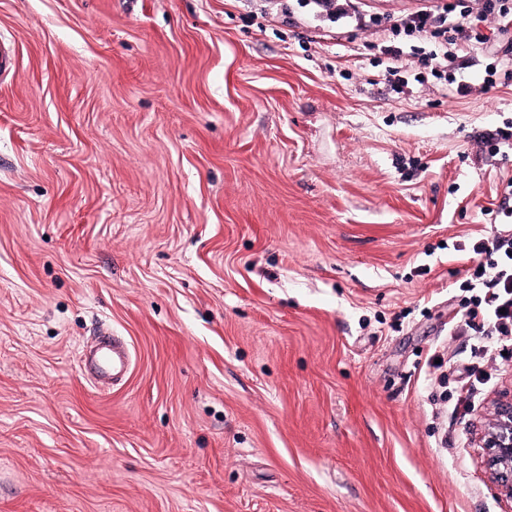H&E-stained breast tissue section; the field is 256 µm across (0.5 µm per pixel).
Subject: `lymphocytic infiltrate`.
I'll list each match as a JSON object with an SVG mask.
<instances>
[{"instance_id": "obj_1", "label": "lymphocytic infiltrate", "mask_w": 512, "mask_h": 512, "mask_svg": "<svg viewBox=\"0 0 512 512\" xmlns=\"http://www.w3.org/2000/svg\"><path fill=\"white\" fill-rule=\"evenodd\" d=\"M297 5L314 28L324 32L372 29L379 33L386 80L399 94L411 92L405 77L404 40L408 37L428 43L429 50L420 61L440 80L458 71V53L464 48L503 64L508 61L496 43L512 33V0H479L474 16L457 11L449 0H424L420 6L392 15L368 11L361 0H297ZM495 222L493 238H479L469 246L477 262L461 283L470 297L460 324L454 327L455 333L467 335L471 355L479 362L493 353L491 337L512 338V208L500 207Z\"/></svg>"}]
</instances>
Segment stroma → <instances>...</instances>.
Listing matches in <instances>:
<instances>
[{"label": "stroma", "instance_id": "1", "mask_svg": "<svg viewBox=\"0 0 512 512\" xmlns=\"http://www.w3.org/2000/svg\"><path fill=\"white\" fill-rule=\"evenodd\" d=\"M244 13L0 0V512H502L472 427L512 341L466 418L443 397L512 67L398 95L375 34ZM80 362L82 368L96 379L115 382L127 373L131 364V352L119 337L102 336L91 350L80 353Z\"/></svg>", "mask_w": 512, "mask_h": 512}]
</instances>
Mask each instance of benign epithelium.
Instances as JSON below:
<instances>
[{"label":"benign epithelium","mask_w":512,"mask_h":512,"mask_svg":"<svg viewBox=\"0 0 512 512\" xmlns=\"http://www.w3.org/2000/svg\"><path fill=\"white\" fill-rule=\"evenodd\" d=\"M479 438L487 449L485 468L497 486L504 512H512V397L494 402L484 417Z\"/></svg>","instance_id":"obj_1"}]
</instances>
